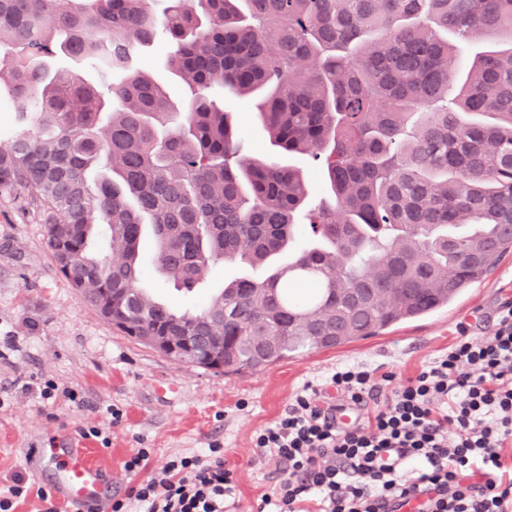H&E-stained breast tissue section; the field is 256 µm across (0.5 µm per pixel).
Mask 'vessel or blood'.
Returning a JSON list of instances; mask_svg holds the SVG:
<instances>
[{
    "label": "vessel or blood",
    "mask_w": 512,
    "mask_h": 512,
    "mask_svg": "<svg viewBox=\"0 0 512 512\" xmlns=\"http://www.w3.org/2000/svg\"><path fill=\"white\" fill-rule=\"evenodd\" d=\"M57 461L56 495L73 502H97L112 487L109 470L91 461L82 448H59Z\"/></svg>",
    "instance_id": "b4317fda"
}]
</instances>
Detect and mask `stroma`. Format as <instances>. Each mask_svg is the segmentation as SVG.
Segmentation results:
<instances>
[{"mask_svg":"<svg viewBox=\"0 0 512 512\" xmlns=\"http://www.w3.org/2000/svg\"><path fill=\"white\" fill-rule=\"evenodd\" d=\"M165 53L160 46L144 51L140 67L173 102L186 106L184 84L162 64ZM224 109L250 140L252 153L267 152L253 98L228 97ZM44 219L29 191L0 190V485L20 473L35 486L51 487L54 465L46 460L32 468L27 451L57 439L90 449L96 462L110 468L117 479L112 496L119 499L137 481L124 463L138 449H150L147 468L152 471L173 455L202 453L217 440L224 445V465L235 484L229 512H256L279 475L273 460L259 456L253 436L276 421L304 387H323L345 365L413 376L460 334L492 333L512 302L509 252L484 280L432 315L258 371L216 373L168 358L101 317L56 268L45 244ZM154 251L153 239H145L144 282L179 309L200 306L226 281L266 274L262 267L218 262L193 290L178 291L155 273ZM43 378L81 391L84 405L63 397L41 402L33 386ZM110 405L123 413L118 424H111L105 412ZM91 426L108 429L110 446L82 437V429Z\"/></svg>","mask_w":512,"mask_h":512,"instance_id":"1","label":"stroma"}]
</instances>
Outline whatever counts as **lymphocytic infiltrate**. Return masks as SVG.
Here are the masks:
<instances>
[{"mask_svg": "<svg viewBox=\"0 0 512 512\" xmlns=\"http://www.w3.org/2000/svg\"><path fill=\"white\" fill-rule=\"evenodd\" d=\"M329 385L336 400L300 392L253 438L284 472L261 498L266 512H401L412 501L417 512H512V307L415 376L345 366ZM233 491L215 441L129 487L112 512H224Z\"/></svg>", "mask_w": 512, "mask_h": 512, "instance_id": "f902f5d3", "label": "lymphocytic infiltrate"}]
</instances>
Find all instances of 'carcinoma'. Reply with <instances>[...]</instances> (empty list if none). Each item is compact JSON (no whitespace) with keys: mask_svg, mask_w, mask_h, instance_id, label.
<instances>
[{"mask_svg":"<svg viewBox=\"0 0 512 512\" xmlns=\"http://www.w3.org/2000/svg\"><path fill=\"white\" fill-rule=\"evenodd\" d=\"M462 40L511 46L460 67ZM159 39L197 90L187 111L137 72ZM0 82L22 131L0 141V189L46 212L64 278L137 335L168 327L224 346V372L337 348L448 306L512 250V0H0ZM62 54L98 83L53 69ZM257 95L274 154L214 99ZM319 164L333 202L295 215L310 188L280 156ZM191 289L214 258L291 259L238 277L196 312L153 301L138 260ZM103 232L117 257L97 255ZM332 336L328 342L325 337Z\"/></svg>","mask_w":512,"mask_h":512,"instance_id":"cac0c4a2","label":"carcinoma"}]
</instances>
